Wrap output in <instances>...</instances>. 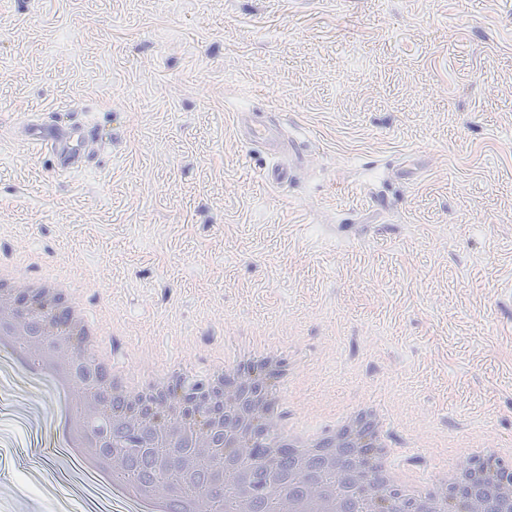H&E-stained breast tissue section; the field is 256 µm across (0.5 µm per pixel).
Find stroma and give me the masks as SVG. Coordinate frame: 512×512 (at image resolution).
Listing matches in <instances>:
<instances>
[{"instance_id": "stroma-1", "label": "stroma", "mask_w": 512, "mask_h": 512, "mask_svg": "<svg viewBox=\"0 0 512 512\" xmlns=\"http://www.w3.org/2000/svg\"><path fill=\"white\" fill-rule=\"evenodd\" d=\"M279 121L295 165L236 129ZM91 129L61 172L29 125ZM71 277L132 368L281 352L294 416L373 401L403 465L512 448V0H0V258ZM0 367V512L83 490Z\"/></svg>"}]
</instances>
